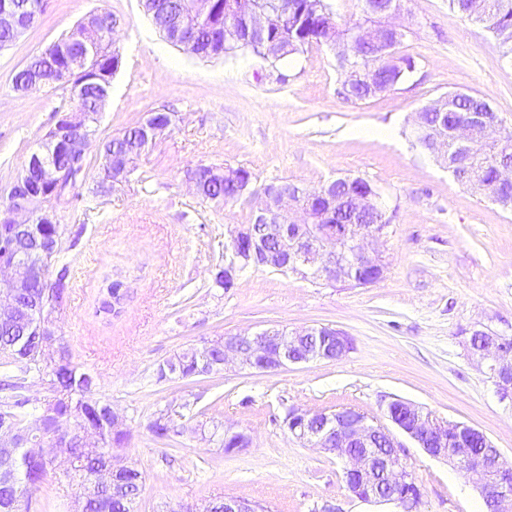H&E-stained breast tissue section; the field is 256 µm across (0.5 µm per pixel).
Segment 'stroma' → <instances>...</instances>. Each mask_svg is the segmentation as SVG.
I'll return each instance as SVG.
<instances>
[{
    "mask_svg": "<svg viewBox=\"0 0 512 512\" xmlns=\"http://www.w3.org/2000/svg\"><path fill=\"white\" fill-rule=\"evenodd\" d=\"M96 10L119 21L123 63L97 143L86 151V174L56 209L59 261L70 283L55 331L125 421L124 453L146 477L136 512L178 504L204 512L224 497L266 512H312L325 502L341 512H401L352 495L339 458L289 433L285 417L293 407L351 408L383 425L386 405L407 400L438 420L480 430L512 467V401L500 400L467 343L476 329L512 336V209L457 182L414 146L411 133L415 113L451 91L485 99L512 128V67L502 63L498 41L448 0H401L400 51L417 69L392 89L351 102L330 49L311 48L285 68L252 57L201 60L166 42L140 0H46L39 22L0 51L2 205L55 111L70 106L58 92L16 91L12 78ZM164 107L176 115L168 135L141 154L128 183L97 192L99 143ZM384 128L394 138L365 135ZM201 164L243 167L259 182L312 190L339 176L368 180L391 218L377 244L387 262L383 278L351 287L255 268L230 291L213 287L231 233L251 223L254 204L197 196L184 175ZM116 279L129 291L124 309L100 316L98 292ZM306 326L342 330L354 348L336 362L156 380L160 364L204 341ZM186 402L193 421L210 431L234 427L250 435V445L227 454L193 433L172 446L157 443L150 422ZM401 443L422 492L418 512H482L459 470L409 438ZM82 493L80 481L49 472L31 512H71Z\"/></svg>",
    "mask_w": 512,
    "mask_h": 512,
    "instance_id": "stroma-1",
    "label": "stroma"
}]
</instances>
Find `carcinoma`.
I'll list each match as a JSON object with an SVG mask.
<instances>
[{"label": "carcinoma", "instance_id": "obj_1", "mask_svg": "<svg viewBox=\"0 0 512 512\" xmlns=\"http://www.w3.org/2000/svg\"><path fill=\"white\" fill-rule=\"evenodd\" d=\"M261 6L268 11L270 27L268 38L263 42H251L237 37L224 21V0H212L209 5L210 20L199 33L216 49L217 57L237 59L242 56L266 57L274 65H282L305 53L312 46L340 44L362 73L375 76V81L364 79L343 81V95L347 100H365L385 92L404 82L415 70V61L399 52L405 35L396 37L388 46L365 44L354 46L349 37L351 31L365 23L379 24L381 17L374 13H363L361 18L339 21L333 17L327 0H298L294 13L288 18L279 16L273 0H238L241 10ZM449 7L463 17L482 24L495 36L504 51L501 59L512 62V0H449ZM39 61H51L46 72V89L55 93L67 91L64 83L83 79L79 72L72 71L74 60L60 55L56 45L51 44L35 55ZM445 110L439 114L427 109L422 123L415 131V145L430 150L432 128L467 121L471 112H491L492 106L483 98L453 91L444 96ZM512 156V131L502 134L501 143L486 147L476 143L468 154L457 151L453 140H448V168L460 166L469 172L474 180L488 187L485 195L493 202H512V187L500 188L494 176V168L500 160L499 151ZM203 198L214 203H229L243 197L240 187L246 185L252 191L266 189L289 191L292 182L281 180L256 185V178L248 169L241 167L233 178L220 179L212 175L203 178ZM323 187L330 189L336 199L337 221L351 220L362 224H388L389 217L378 218L371 214L354 217L349 210V200L361 189L375 188V185L360 177H339ZM68 266L58 272L50 315L58 313L66 299ZM123 283L113 281L107 285L100 301L99 311L111 313L115 305L123 300ZM31 319L21 315L9 323H0V376L5 377L0 395V428L9 429L17 437L16 447L9 453V465L14 470H28L31 481L18 484L11 478L0 477V512H29L32 496L39 484L53 469L54 459L42 455L46 440L56 434H66L62 448L67 468L65 474L79 478L88 487L95 482L97 472L104 468L119 466L122 472L114 488L99 491L84 497L76 505V512H135L134 505L141 496L145 477L134 465L126 462L119 453L127 434H112V404L96 396L97 377L88 369L75 362L69 349L60 346L51 358L41 356L36 350L40 337L30 329ZM222 340L213 341V347L197 350L187 348L160 365L156 381L180 379L197 381L211 374L223 358ZM36 384L48 385L49 396L41 402L31 399V387ZM152 436L158 441H171L189 431L187 420L171 425L164 411H159L149 424Z\"/></svg>", "mask_w": 512, "mask_h": 512}]
</instances>
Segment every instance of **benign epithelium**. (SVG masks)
Segmentation results:
<instances>
[{"label":"benign epithelium","mask_w":512,"mask_h":512,"mask_svg":"<svg viewBox=\"0 0 512 512\" xmlns=\"http://www.w3.org/2000/svg\"><path fill=\"white\" fill-rule=\"evenodd\" d=\"M235 0H225L224 20L230 24L243 22L246 36L254 41L264 39L269 27L267 15L259 10L242 14L234 7ZM45 0H0V31L21 35L43 14ZM200 25V2L180 0V7L172 22V29L162 32L171 45L181 48L193 44L190 33ZM81 34L72 51L76 67L87 79L98 82L108 91L110 79L98 67L102 39L95 15L80 24ZM24 87L39 88L46 82L45 70L27 63L23 67ZM98 116L73 109L60 112L39 148L30 153L27 165L37 170L39 181L36 189L27 186L25 178L14 184L11 193L14 203L0 215L1 223L9 226L12 242L26 244L25 255L17 257L11 247L0 248V320L8 322L17 309V295L40 279L43 287L52 288L49 281L52 250L37 232L40 224L59 227L54 207L62 199L61 188L67 170L60 165L66 157L73 164L85 161L86 150L91 145ZM175 122V115L161 118L152 112L142 124L140 135L128 150L107 152L105 173L108 186L114 188L127 181L135 161L146 146L162 138ZM485 138L496 141L502 127L499 116L479 117ZM255 202L253 222L242 224L231 237L228 256L224 261V282L235 284L236 274L253 261L282 271H289L304 278L326 282H353L363 284L362 273L372 271L383 276L387 265L382 254L371 244L384 235L385 224H343L331 229L329 224H316L307 205L291 206L288 195H281L274 203L264 196L251 194ZM360 214L386 210L381 193L369 192L354 199ZM50 299L37 303L34 331L48 337L47 343L55 344L57 336L51 330L52 322L46 311ZM322 327H305L299 330H262L252 334L251 344H242V335L224 336V365L238 364L258 372L277 370L289 364H306L318 361H339L352 349L348 336L336 331V348L328 349L316 341ZM470 353L484 366L501 399L512 398V337L492 331L475 330ZM307 344L304 355L296 358L292 350L299 343ZM402 405L408 410L403 415L395 412L393 404L387 406L388 420L401 432L415 441L431 457L446 458L465 473L485 501L489 512H512V470L501 465V454L489 439H484L486 450L475 453L467 448L448 447L447 435L456 433L465 424L444 423L411 402ZM309 412L288 411V430L299 440L332 453L344 462L347 488L356 497L370 502L384 500L402 506L401 490L408 498L420 503L421 489L414 484L411 473L402 465L400 444L389 429L374 424V420L361 413H322V421L313 428L305 426ZM359 446L361 453L350 448ZM383 466V475L391 488L386 497L367 493L374 488V462ZM224 512H257V505L239 497L224 498Z\"/></svg>","instance_id":"obj_1"}]
</instances>
